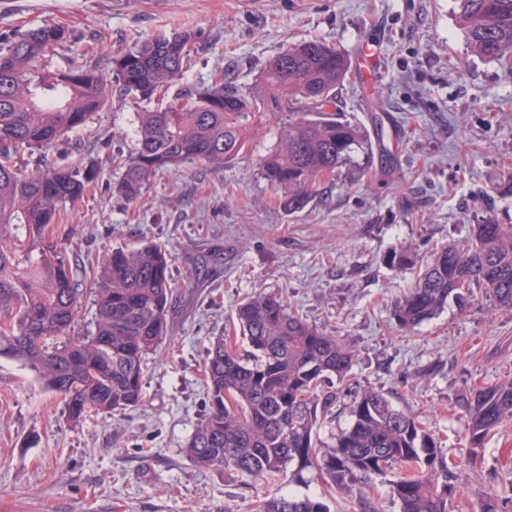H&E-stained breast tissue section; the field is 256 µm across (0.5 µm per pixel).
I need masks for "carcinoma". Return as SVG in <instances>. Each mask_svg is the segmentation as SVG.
<instances>
[{"label": "carcinoma", "mask_w": 512, "mask_h": 512, "mask_svg": "<svg viewBox=\"0 0 512 512\" xmlns=\"http://www.w3.org/2000/svg\"><path fill=\"white\" fill-rule=\"evenodd\" d=\"M472 49L488 61L512 58V0H455ZM67 40L44 25L0 48V358L33 371L44 389L62 395L71 420L91 413L122 415L144 398L145 358L171 336L175 289L162 247L114 249L74 266L52 237L63 208L80 200L99 177L95 165L27 171L14 162L41 150L108 109L114 94L149 99L171 94L163 110L139 113L138 145L124 159L118 191L136 198L157 170L195 160L219 170L250 148L254 123L267 113L283 122L262 160L265 178L283 191L282 207L303 209L321 182L353 153L372 150L360 126L331 111L348 70L345 55L311 40L279 52L244 91L224 76L202 87L180 83L196 51L184 31L147 39L112 60L113 78L92 68L41 73L37 63ZM409 247L393 250L388 266L414 265ZM90 280L93 328L75 332L87 306L77 277ZM482 288L495 308L512 311V224L486 222L472 235L436 250L393 308L411 330L438 316L464 292ZM233 326L247 349L218 336L204 366L206 417L184 448L198 469L233 470L252 480L319 475L345 492L389 479L400 512H455V472L436 438L389 395L367 387L350 406V423L330 444L319 437L350 381L355 352L309 325L284 300L260 293L234 309ZM473 456L512 422V380L463 397ZM255 512H331L324 496H276ZM480 512H512V499L486 494Z\"/></svg>", "instance_id": "carcinoma-1"}]
</instances>
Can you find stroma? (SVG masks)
<instances>
[{"mask_svg":"<svg viewBox=\"0 0 512 512\" xmlns=\"http://www.w3.org/2000/svg\"><path fill=\"white\" fill-rule=\"evenodd\" d=\"M43 25L69 34L42 60L44 72L107 73L114 55L144 39L194 32L198 52L182 77L190 86L223 72L248 89L287 47L332 44L349 62L335 109L372 134L373 151L292 214L261 171L277 141L269 116L249 151L224 169L195 162L159 170L133 201L116 189V161L137 147L138 113L167 106L166 97H113L50 149L20 152L17 164L31 169L97 163V183L64 209L67 254L86 263L156 243L169 255L175 296L172 338L148 355L144 399L126 416L73 422L61 395L0 359V512H252L259 497L322 494L309 473L265 484L197 469L183 454L209 409L211 343L236 305L259 292L280 295L356 354L322 441L347 426L356 394L372 387L438 438L457 466L464 512H478L491 490L512 498V424L472 457L459 405L469 391L512 379V312L473 288L465 305L449 303L402 331L393 306L417 270L386 263L406 244L423 262L474 225L512 224V60L471 50L454 0H0V47ZM365 41L380 52L373 77L356 55Z\"/></svg>","mask_w":512,"mask_h":512,"instance_id":"stroma-1","label":"stroma"}]
</instances>
